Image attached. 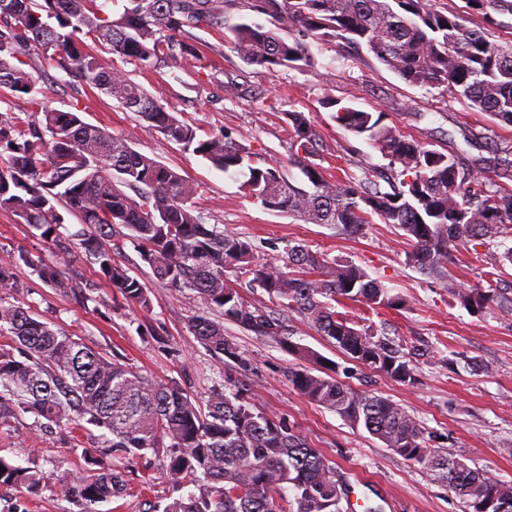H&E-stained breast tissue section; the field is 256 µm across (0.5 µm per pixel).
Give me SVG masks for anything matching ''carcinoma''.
Listing matches in <instances>:
<instances>
[{
	"label": "carcinoma",
	"instance_id": "obj_1",
	"mask_svg": "<svg viewBox=\"0 0 512 512\" xmlns=\"http://www.w3.org/2000/svg\"><path fill=\"white\" fill-rule=\"evenodd\" d=\"M0 0V91L28 97L24 116L0 111V210L21 218L63 257L79 250L99 280L143 309L152 299L146 284L115 261L122 239L136 243L155 279L190 290L222 320L196 316L189 332L214 355L246 366L237 345L224 336L231 322L256 336L272 337L293 357L309 363L288 369V381L307 399L364 429L430 480L448 485L468 512H512V484L469 467L451 450L424 445L423 430L403 407L339 381L318 352L287 337L285 321L297 314L339 352L365 368L412 385L414 369L402 345L373 325L336 310L344 301L394 308L402 298L353 264H339L303 245H290L283 264L263 262L252 244L209 224L196 209L195 184L176 170L133 149L130 142L91 125L80 113L51 109L38 98L28 70L32 47L50 53L68 76L103 91L141 127L159 132L224 173L248 170L246 194L271 211L311 224L357 232L378 217L410 242L408 265L439 280L452 277L450 247L484 249L486 288L454 289L460 306L512 315V287L497 272L512 265V189L478 175L466 159L328 98L331 119L378 148L389 174L345 180L316 162L321 136L303 113H288V164L257 166L251 148L226 131L206 139L180 121L110 56L140 69L174 72L196 55L189 43L202 25L225 27L240 60L275 72L310 61L309 41L341 40L364 47L409 86L445 87L470 108L512 126V45L491 40L496 16L512 14V0H467L482 22L444 13L433 0H243V8L271 17L270 25L224 20V0ZM499 179L512 180V146L487 161ZM81 229L63 233L65 218ZM16 262L60 293L75 288L59 266L27 251ZM252 276L267 301L256 302L227 272ZM20 288L10 265H0V423L21 413L49 428L65 425L73 439L94 426L108 433L101 453L167 460L164 474L178 496L151 512H349L345 481L336 464L286 420L250 402L242 388L217 385L197 401L177 383L148 377L118 357L83 345L43 319L34 304L4 300ZM81 473L46 474L0 455V487L31 493L52 483L67 491L80 512L133 494L121 471L83 455Z\"/></svg>",
	"mask_w": 512,
	"mask_h": 512
}]
</instances>
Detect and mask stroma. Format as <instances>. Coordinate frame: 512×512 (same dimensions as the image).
I'll use <instances>...</instances> for the list:
<instances>
[{"label": "stroma", "instance_id": "35a3bbf8", "mask_svg": "<svg viewBox=\"0 0 512 512\" xmlns=\"http://www.w3.org/2000/svg\"><path fill=\"white\" fill-rule=\"evenodd\" d=\"M194 36L198 55L175 75L147 78L132 61L122 67L200 137L231 130L252 148L256 165L286 161V115L301 112L321 134L323 167H338L356 178L385 171L388 161L377 148L331 119L323 105L329 97L359 110L384 112L386 124L430 148L458 152L484 175L493 149L512 145V127L472 110L446 88L409 86L367 52L338 42H311L308 67L270 72L243 63L225 43L223 29L204 25ZM30 63L50 107L81 112L86 122L127 138L136 150L188 177L197 186L195 205L207 222L250 241L260 258L280 261L287 245L301 243L360 266L401 295L405 304L396 309L372 310L357 302L347 303L345 309L403 343L417 375L411 386L348 361L300 317L288 319L287 331L292 341L335 361L339 380L400 404L422 426L427 447L451 450L471 467L512 483V317L493 309L474 313L461 307L445 282L407 265L409 246L393 225L376 220L348 235L329 224H308L266 210L246 197L242 176L225 174L163 134L144 131L136 114L68 77L42 50L31 49ZM230 81L241 85L233 97L224 90ZM22 250L48 261L53 258L33 229L0 210V264H14L21 285L14 304H34L85 344L121 356L143 374L176 381L196 400H205L212 387L224 381L244 385L252 403L284 417L336 463L356 512L366 506L380 512H465L462 500L447 485L429 480L378 439L295 390L287 379L295 360L273 339L225 324V336L248 362L244 370L207 350L189 333L188 322L203 313L217 318V311L207 310L191 291L156 281L131 240L121 241L117 258L150 289L152 307L147 311L104 284L96 290V304L84 301L77 290L57 293L29 268L16 264ZM99 435L92 430L78 449L68 428L47 431L25 415L0 424V455L19 462L36 458L49 474L60 468L77 472L84 464L83 451L99 452ZM102 462L119 465L131 486L146 487L144 494L103 504V512H147L150 504L172 492L162 462L150 469L131 459L117 462L106 456ZM17 505L24 512H78L74 500L53 484L34 495L23 488H0V512H11Z\"/></svg>", "mask_w": 512, "mask_h": 512}]
</instances>
